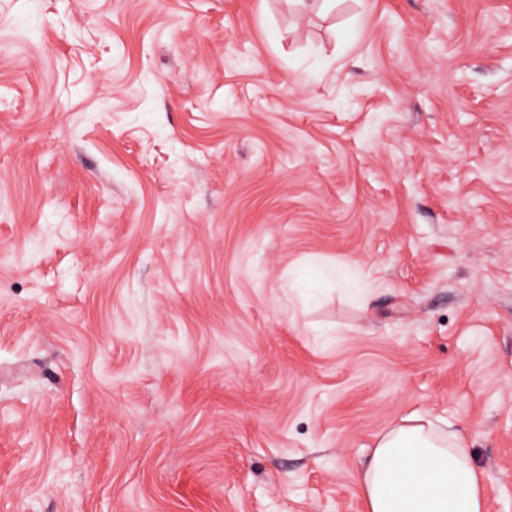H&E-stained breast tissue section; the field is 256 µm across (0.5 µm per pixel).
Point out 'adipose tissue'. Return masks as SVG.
Returning <instances> with one entry per match:
<instances>
[{
	"label": "adipose tissue",
	"mask_w": 512,
	"mask_h": 512,
	"mask_svg": "<svg viewBox=\"0 0 512 512\" xmlns=\"http://www.w3.org/2000/svg\"><path fill=\"white\" fill-rule=\"evenodd\" d=\"M359 480L365 512H487L465 437L420 413L378 435Z\"/></svg>",
	"instance_id": "obj_1"
}]
</instances>
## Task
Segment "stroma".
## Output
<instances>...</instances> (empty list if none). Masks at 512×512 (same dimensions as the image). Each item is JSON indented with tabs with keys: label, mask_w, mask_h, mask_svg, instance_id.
Segmentation results:
<instances>
[{
	"label": "stroma",
	"mask_w": 512,
	"mask_h": 512,
	"mask_svg": "<svg viewBox=\"0 0 512 512\" xmlns=\"http://www.w3.org/2000/svg\"><path fill=\"white\" fill-rule=\"evenodd\" d=\"M415 412L512 512V0H0V512H365Z\"/></svg>",
	"instance_id": "1"
}]
</instances>
